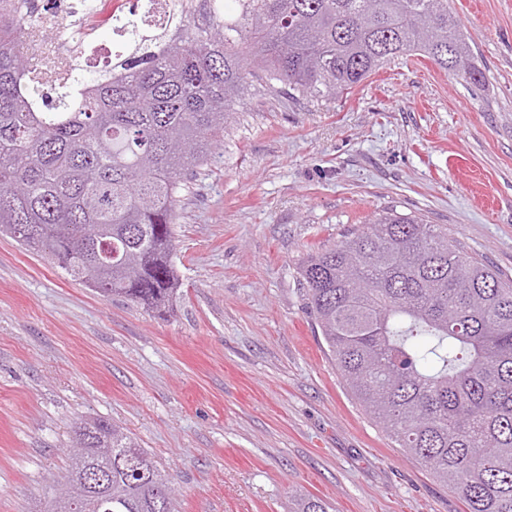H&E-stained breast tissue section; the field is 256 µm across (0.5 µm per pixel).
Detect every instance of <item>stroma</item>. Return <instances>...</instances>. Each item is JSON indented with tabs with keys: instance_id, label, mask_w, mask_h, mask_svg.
<instances>
[{
	"instance_id": "1",
	"label": "stroma",
	"mask_w": 512,
	"mask_h": 512,
	"mask_svg": "<svg viewBox=\"0 0 512 512\" xmlns=\"http://www.w3.org/2000/svg\"><path fill=\"white\" fill-rule=\"evenodd\" d=\"M449 5L484 86L420 56L331 102L251 84L181 193L165 314L0 235V512H45L97 417L169 473L175 512H465L353 399L297 274L394 207L512 278V0Z\"/></svg>"
}]
</instances>
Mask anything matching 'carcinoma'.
I'll list each match as a JSON object with an SVG mask.
<instances>
[{
    "label": "carcinoma",
    "instance_id": "obj_1",
    "mask_svg": "<svg viewBox=\"0 0 512 512\" xmlns=\"http://www.w3.org/2000/svg\"><path fill=\"white\" fill-rule=\"evenodd\" d=\"M0 0V233L103 296L165 313L176 299L173 224L188 175L235 114L248 77L336 100L419 55L479 84L448 0H179L172 29L119 21L112 65H75L54 88L20 56L36 26ZM327 351L352 397L466 512H512V279L448 228L383 210L299 266ZM112 453V492L70 485L78 449ZM65 484L81 512H173L165 470L108 420L76 426Z\"/></svg>",
    "mask_w": 512,
    "mask_h": 512
}]
</instances>
